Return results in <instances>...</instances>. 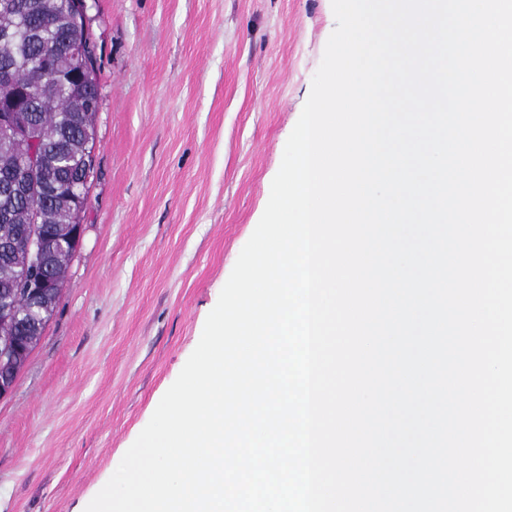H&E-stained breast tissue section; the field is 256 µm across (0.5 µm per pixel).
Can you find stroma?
Here are the masks:
<instances>
[{
  "instance_id": "obj_1",
  "label": "stroma",
  "mask_w": 512,
  "mask_h": 512,
  "mask_svg": "<svg viewBox=\"0 0 512 512\" xmlns=\"http://www.w3.org/2000/svg\"><path fill=\"white\" fill-rule=\"evenodd\" d=\"M101 106L68 285L0 398V512H85L268 203L331 0H88Z\"/></svg>"
}]
</instances>
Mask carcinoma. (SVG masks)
<instances>
[{
    "label": "carcinoma",
    "instance_id": "1",
    "mask_svg": "<svg viewBox=\"0 0 512 512\" xmlns=\"http://www.w3.org/2000/svg\"><path fill=\"white\" fill-rule=\"evenodd\" d=\"M75 0H0V32L10 38L0 39V94L21 82L33 90L27 103L28 129L8 149H0V243L15 241L24 245L30 221L27 203L41 207L40 224L49 234L58 226L51 192L62 189L94 171L93 148L80 144L82 127L93 121L90 109L75 112L70 106L67 81L45 74L36 62L44 51L67 55L78 44L93 41L89 31L75 27H51L45 22L46 6L58 14H72ZM28 176L29 195L15 194L13 183L18 175ZM15 253L0 248V310L9 305L11 321L0 323V347L17 346L16 370H21L36 347L68 282L69 266L60 264L54 275L59 287L51 293L43 310L44 321L36 323L33 302L14 288Z\"/></svg>",
    "mask_w": 512,
    "mask_h": 512
}]
</instances>
